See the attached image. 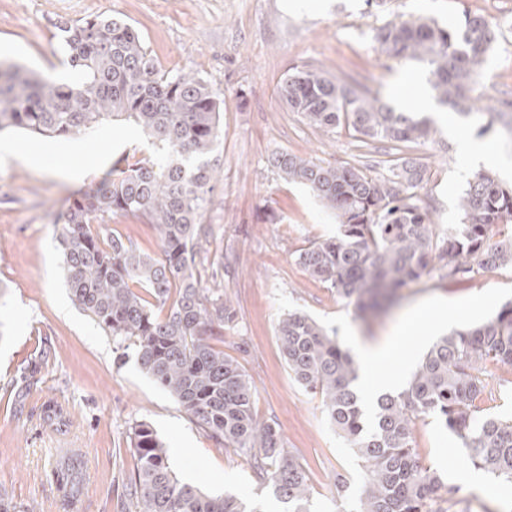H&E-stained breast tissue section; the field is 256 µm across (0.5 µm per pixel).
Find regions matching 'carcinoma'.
I'll return each mask as SVG.
<instances>
[{"label":"carcinoma","instance_id":"1","mask_svg":"<svg viewBox=\"0 0 512 512\" xmlns=\"http://www.w3.org/2000/svg\"><path fill=\"white\" fill-rule=\"evenodd\" d=\"M56 29L78 79L60 83L0 64V130L95 136L107 122L123 120L153 148L133 164L115 162L112 179L68 200L58 244L71 301L118 343L134 347L141 370L192 423L220 446L249 454L284 512H310L303 465L284 448L277 424L257 418L251 382L220 347L235 312L224 289L202 285L198 273L202 248L214 234L201 219L221 176L215 152L223 138V101L210 81L163 69L119 17L64 19ZM496 38L493 22L470 12L454 28L396 18L374 34L388 57L426 62L438 104L463 114L473 109ZM278 93L312 127L345 128L391 142L397 151L436 133L428 119L397 112L378 92L324 69L292 67ZM476 116L486 119L484 132L500 121L512 129V113L499 107L481 108ZM269 164L340 218L339 236L310 243L296 261L364 316L391 305L411 281L512 264V236L496 238L499 225L512 223V187L490 173L467 182L460 197L464 222L443 235L418 196L430 173L414 158L394 159L387 177L288 152L272 155ZM117 213L145 219L159 235V253H142L130 239L95 228ZM164 307L166 314L156 312ZM276 337L295 380L321 396L326 418L365 463L356 512H457L453 490L443 489L437 471L423 466L416 452L413 426L428 417L457 437L468 463L512 482V419L481 416L475 406L485 390L483 363L512 365L511 302L491 319L440 338L401 392L378 398L371 420L356 390V363L336 335L308 314L290 312ZM133 450L137 512H260L234 495L211 496L181 482L145 422L133 427ZM80 467L70 456L56 472L65 512L76 502Z\"/></svg>","mask_w":512,"mask_h":512}]
</instances>
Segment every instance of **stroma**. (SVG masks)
<instances>
[{
    "mask_svg": "<svg viewBox=\"0 0 512 512\" xmlns=\"http://www.w3.org/2000/svg\"><path fill=\"white\" fill-rule=\"evenodd\" d=\"M282 0H0V60L15 62L59 82L74 74L63 64L57 20L96 15L123 18L140 33L148 52L170 71L209 80L224 102V138L218 154L224 176L203 223L213 225L212 250L224 254L221 281L236 318L224 333V352L237 359L255 389L259 419L274 420L287 450L304 464L312 512H354L364 468L327 422L319 396L289 372L275 331L291 311L310 315L334 331L342 345L351 337L372 342L391 337L413 309L446 301L454 319L436 330H410L393 351L399 381L412 372L436 340L450 330L479 324L512 300V265L477 269L448 280L425 277L402 290L400 308L372 323L354 305L314 281L293 260L310 242L336 236L340 223L306 186L280 180L268 164L288 151L316 161L350 162L371 175L388 171L386 142L368 144L347 130L315 131L278 99L277 87L294 66L353 74L391 102L393 82L425 63L399 65L374 41L390 18L426 16L456 25L464 13L498 24L497 41L477 90L481 104L512 101V0H316L296 11ZM436 120L435 140L407 144L402 153L431 170L421 190L441 231L462 222L459 196L473 171L463 170L448 131L456 124L491 145L512 164V134L502 126L481 132L475 116L449 110ZM24 145L34 164L0 160V496L36 512H61L53 480L63 450L78 453L77 512H135L128 495L136 461L132 429L145 422L164 442L172 468L184 483L214 496L226 493L257 504L260 512L282 505L254 473L248 455L219 447L139 367L133 349L113 343L71 302L61 270L54 214L72 194L108 177L113 163L150 154L130 123L107 126L92 138L47 139L18 129L0 132V147ZM73 149L77 177L55 163ZM275 211L276 223L266 220ZM143 252L159 251L157 232L143 219L118 214L105 225ZM484 412L512 416V367L486 365ZM415 446L423 465L441 475L468 470L459 441L434 420L417 422ZM347 479L338 488L337 475ZM461 512H512V483L487 478L481 488L459 483Z\"/></svg>",
    "mask_w": 512,
    "mask_h": 512,
    "instance_id": "stroma-1",
    "label": "stroma"
}]
</instances>
